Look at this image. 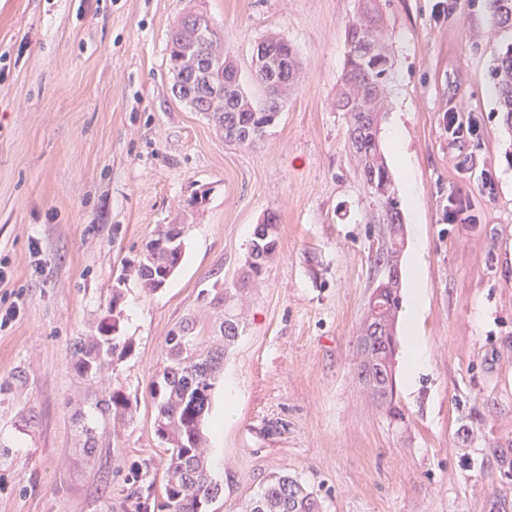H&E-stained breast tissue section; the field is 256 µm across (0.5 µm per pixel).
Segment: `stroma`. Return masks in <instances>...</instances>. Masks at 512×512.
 <instances>
[{"label": "stroma", "mask_w": 512, "mask_h": 512, "mask_svg": "<svg viewBox=\"0 0 512 512\" xmlns=\"http://www.w3.org/2000/svg\"><path fill=\"white\" fill-rule=\"evenodd\" d=\"M379 5L395 56L381 145L390 152L402 127L420 202L403 220L420 222L424 242L429 365L407 391L397 352L398 419L365 400L352 371L379 238L335 109L355 0H0V254L12 271L0 297L24 292L0 330V512H121L129 466L165 462L150 386L169 332L194 317L200 350L216 344L203 293L240 276L271 213L278 248L248 289L246 330L203 424L224 486L211 512H240L277 472L323 512H490L496 500L512 512V481L489 463L490 446L512 440V132L488 93V3ZM193 12L214 22L252 94L260 41L278 34L297 53L280 117L252 145L226 143L174 91L169 35ZM452 112L476 134L453 139ZM202 190L206 205L188 211ZM453 198L467 208L452 222ZM179 221L180 268L150 295L127 280L120 334L132 348L89 384L74 342L157 225ZM115 388L137 398L121 425L94 408ZM82 420L96 429L90 452ZM276 420L286 429L267 434Z\"/></svg>", "instance_id": "stroma-1"}]
</instances>
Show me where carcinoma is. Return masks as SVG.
<instances>
[{"instance_id":"carcinoma-1","label":"carcinoma","mask_w":512,"mask_h":512,"mask_svg":"<svg viewBox=\"0 0 512 512\" xmlns=\"http://www.w3.org/2000/svg\"><path fill=\"white\" fill-rule=\"evenodd\" d=\"M495 31L490 47V77L497 90L498 112L512 130V0H488ZM358 20L346 25L348 47L345 67L337 81L336 109L349 116L348 145L358 159V174L383 225L381 243L374 256L376 269L399 265L403 249V216L394 178L380 148L383 115L380 98L394 73V55L381 42L382 14L378 0H357ZM218 33L204 13L186 15L171 33L169 69L176 75L178 96L204 113L224 133V140L240 146L261 139L280 116V100L299 70L296 53L288 41L271 35L261 42L269 64L254 68L263 97L256 98L241 86L238 69L226 50L218 46ZM185 225L164 224L142 247L136 261L123 269L112 289V309L97 325L94 335L73 346L75 369L92 382L124 356L131 345L121 341L117 302L128 277H134L148 293L164 288L180 266L185 249ZM278 247L274 214L255 226L245 257V275L224 286L210 300L222 313V344L201 352L196 345V321L187 318L170 332L165 358L158 364L151 386L155 408L154 429L165 445L161 487H156L154 462L144 459L130 465L125 475L124 512H210L222 492L213 478L205 455L203 421L211 404L226 349L244 329L240 304L252 281L263 278ZM400 277L385 280L375 302L367 303L356 331L353 372L357 384L378 409L399 415L395 397V351L382 333L395 330L401 310ZM95 408L112 419L131 416L133 403L121 389L106 393ZM492 466L512 473V441L491 450ZM316 493L294 476L273 474L248 500L244 512H321Z\"/></svg>"}]
</instances>
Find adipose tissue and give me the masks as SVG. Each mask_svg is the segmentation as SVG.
Returning a JSON list of instances; mask_svg holds the SVG:
<instances>
[{"mask_svg": "<svg viewBox=\"0 0 512 512\" xmlns=\"http://www.w3.org/2000/svg\"><path fill=\"white\" fill-rule=\"evenodd\" d=\"M422 252L421 239H414L409 265V291L404 306V328L406 333V384L414 386L420 373L428 367L419 328L424 311V287L419 260Z\"/></svg>", "mask_w": 512, "mask_h": 512, "instance_id": "1", "label": "adipose tissue"}]
</instances>
